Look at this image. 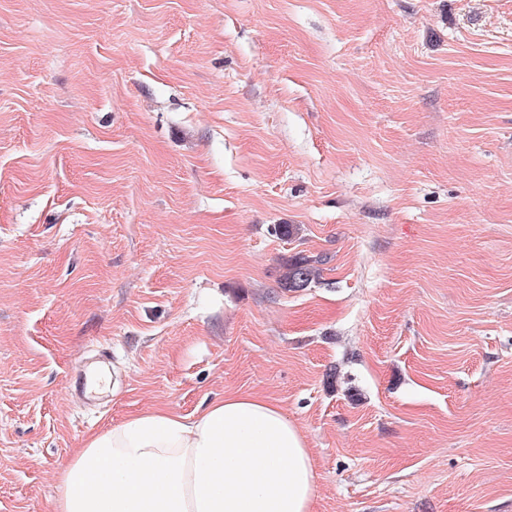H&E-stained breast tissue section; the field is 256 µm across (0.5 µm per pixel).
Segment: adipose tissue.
<instances>
[{"mask_svg": "<svg viewBox=\"0 0 512 512\" xmlns=\"http://www.w3.org/2000/svg\"><path fill=\"white\" fill-rule=\"evenodd\" d=\"M302 430L275 402L231 393L194 416H128L55 475L53 512H311Z\"/></svg>", "mask_w": 512, "mask_h": 512, "instance_id": "1", "label": "adipose tissue"}]
</instances>
